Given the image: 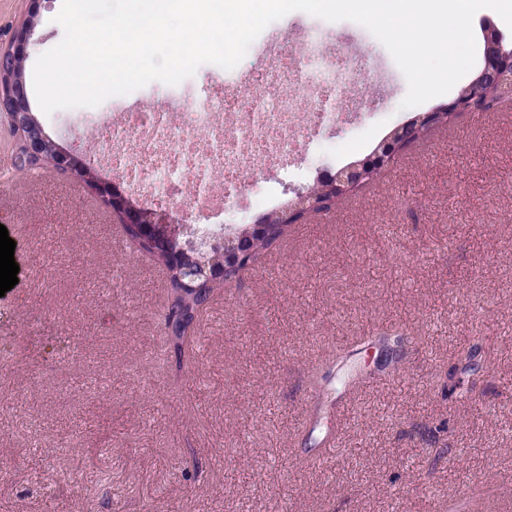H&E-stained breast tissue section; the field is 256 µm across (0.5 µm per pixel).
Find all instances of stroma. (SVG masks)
<instances>
[{
    "instance_id": "stroma-1",
    "label": "stroma",
    "mask_w": 512,
    "mask_h": 512,
    "mask_svg": "<svg viewBox=\"0 0 512 512\" xmlns=\"http://www.w3.org/2000/svg\"><path fill=\"white\" fill-rule=\"evenodd\" d=\"M62 0H40L26 69L63 38ZM364 58L374 75L289 165L246 182L193 229L268 214L386 142L455 92L401 109L404 75L351 21L293 12L269 24L231 70L186 81L255 91L308 31ZM155 81L94 108L32 113L44 134L93 156L118 113L165 110ZM23 142L0 115V224L19 282L0 297V512H512V105L465 112L398 154L381 180L335 211L289 225L196 326L191 368L164 332L168 283L87 185L45 162L21 169ZM400 323L385 366L349 359L354 387L309 383L337 345ZM482 349L478 405L448 392L459 347Z\"/></svg>"
}]
</instances>
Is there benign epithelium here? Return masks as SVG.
Here are the masks:
<instances>
[{
  "mask_svg": "<svg viewBox=\"0 0 512 512\" xmlns=\"http://www.w3.org/2000/svg\"><path fill=\"white\" fill-rule=\"evenodd\" d=\"M34 34V17L18 28L13 37L12 50L0 56V112L6 113L23 140L24 165L32 169L46 159H51L57 168L71 173L73 163L83 158L72 150L57 147L43 133L32 114L26 93L25 74L21 65L27 58V48ZM480 94L469 99L458 97L452 102L438 106L415 119V126L405 125L393 133L387 142L388 149L375 152L359 164L347 166L336 172L332 187L334 194L326 200L323 192L311 190L296 194L289 208L280 213V224H304L313 215L330 212L336 204L349 196L361 184L368 181V174L384 171L393 164L392 158L404 150L418 137L439 125V117L460 112H488L506 101H512V48L506 49L502 36L491 32L486 40L484 65L472 80ZM95 197L99 206L120 217L124 227L132 229L136 245H157L167 251L184 249L178 236L180 228L186 226L187 216L171 208L147 207L121 190L119 183L109 178L97 180ZM267 225L254 222L247 231H238L224 239V262L212 268L204 261L182 269L181 279L193 283L207 282L214 286L224 285V278L235 277L244 272L242 265L261 243L268 241Z\"/></svg>",
  "mask_w": 512,
  "mask_h": 512,
  "instance_id": "1",
  "label": "benign epithelium"
}]
</instances>
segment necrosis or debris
I'll return each mask as SVG.
<instances>
[{
  "label": "necrosis or debris",
  "mask_w": 512,
  "mask_h": 512,
  "mask_svg": "<svg viewBox=\"0 0 512 512\" xmlns=\"http://www.w3.org/2000/svg\"><path fill=\"white\" fill-rule=\"evenodd\" d=\"M330 56L310 36L305 50L271 66L254 94L243 97L221 86L205 99L172 97V114L121 113L102 144L105 161L130 186H148L151 204L159 206L181 198L187 186L221 178L224 191L208 204L226 206L245 179L284 165L300 138L336 120V113L322 110L324 101L351 96L370 81L371 71L357 58L332 66Z\"/></svg>",
  "instance_id": "necrosis-or-debris-1"
}]
</instances>
